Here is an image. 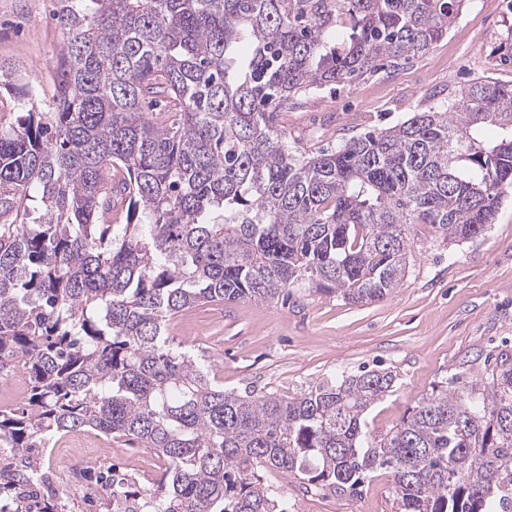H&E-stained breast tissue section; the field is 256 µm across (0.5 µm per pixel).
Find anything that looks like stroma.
Here are the masks:
<instances>
[{
  "label": "stroma",
  "instance_id": "obj_1",
  "mask_svg": "<svg viewBox=\"0 0 512 512\" xmlns=\"http://www.w3.org/2000/svg\"><path fill=\"white\" fill-rule=\"evenodd\" d=\"M53 0H0V66L20 79L0 90V127L16 126L27 89L48 79L63 37ZM512 0H467L456 23L429 52L350 86L332 85L282 114L290 146H337L353 134L380 130L409 113L442 106L488 75L512 84ZM409 268L383 300L352 305L311 296L304 305L244 300L207 303L175 317L173 344L202 358L217 382L237 392L292 395L327 378L388 369L395 387L369 412L368 427L383 437L434 387L451 375L478 377L501 351L512 353V194L480 237L457 245L436 242L427 226L412 225ZM112 458L89 457L92 476L62 492L65 512H107L101 478L113 465L147 462L160 477L164 461L139 441L110 440ZM288 512H396L394 483L376 472L357 492L310 486L275 470L262 473Z\"/></svg>",
  "mask_w": 512,
  "mask_h": 512
}]
</instances>
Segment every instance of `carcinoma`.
<instances>
[{"label":"carcinoma","instance_id":"cac0c4a2","mask_svg":"<svg viewBox=\"0 0 512 512\" xmlns=\"http://www.w3.org/2000/svg\"><path fill=\"white\" fill-rule=\"evenodd\" d=\"M54 2L52 107L0 129V371L22 363L29 387L0 407V512H62L30 491L37 449L87 430L165 461L149 487L112 471L108 512H287L260 469L351 492L386 470L398 512H512V358L377 439L390 370L242 395L166 336L209 302L380 301L410 225L485 233L512 191V85L480 78L334 149L289 146L279 121L428 52L466 0Z\"/></svg>","mask_w":512,"mask_h":512}]
</instances>
